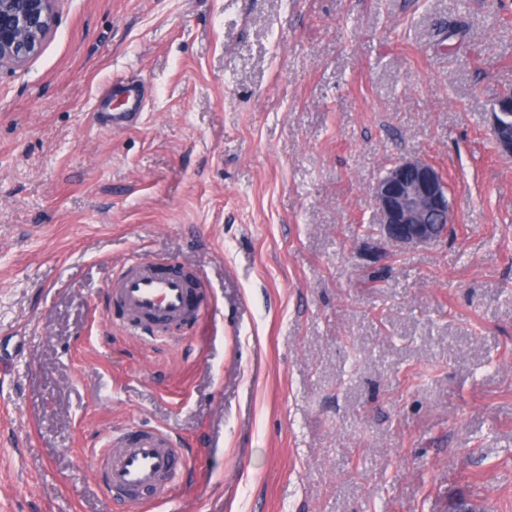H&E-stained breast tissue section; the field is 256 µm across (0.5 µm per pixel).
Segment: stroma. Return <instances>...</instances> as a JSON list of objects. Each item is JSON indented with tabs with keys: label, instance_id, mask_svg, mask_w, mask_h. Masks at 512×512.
Wrapping results in <instances>:
<instances>
[{
	"label": "stroma",
	"instance_id": "35a3bbf8",
	"mask_svg": "<svg viewBox=\"0 0 512 512\" xmlns=\"http://www.w3.org/2000/svg\"><path fill=\"white\" fill-rule=\"evenodd\" d=\"M0 66V512H119L92 449L130 423L192 466L141 512H512V0H54ZM139 90L127 111L113 83ZM433 161L447 240L368 233ZM133 254L206 286L129 335ZM490 133L499 153L512 156V97H502L492 107Z\"/></svg>",
	"mask_w": 512,
	"mask_h": 512
}]
</instances>
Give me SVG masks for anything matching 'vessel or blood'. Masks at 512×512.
Wrapping results in <instances>:
<instances>
[{
  "label": "vessel or blood",
  "mask_w": 512,
  "mask_h": 512,
  "mask_svg": "<svg viewBox=\"0 0 512 512\" xmlns=\"http://www.w3.org/2000/svg\"><path fill=\"white\" fill-rule=\"evenodd\" d=\"M200 282L188 281L174 262L129 258L113 276L108 293L128 333L163 324L196 322L208 312ZM94 473L104 493L126 512L155 499L188 469L171 432L130 426L109 436L93 454Z\"/></svg>",
  "instance_id": "vessel-or-blood-1"
}]
</instances>
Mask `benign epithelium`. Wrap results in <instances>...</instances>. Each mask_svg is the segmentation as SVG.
Returning a JSON list of instances; mask_svg holds the SVG:
<instances>
[{"label":"benign epithelium","instance_id":"7a95c632","mask_svg":"<svg viewBox=\"0 0 512 512\" xmlns=\"http://www.w3.org/2000/svg\"><path fill=\"white\" fill-rule=\"evenodd\" d=\"M53 0H0V65L34 56L52 25ZM490 133L512 156V97L492 107ZM378 234L396 250L434 244L455 223L447 177L421 158L391 162L373 187Z\"/></svg>","mask_w":512,"mask_h":512}]
</instances>
